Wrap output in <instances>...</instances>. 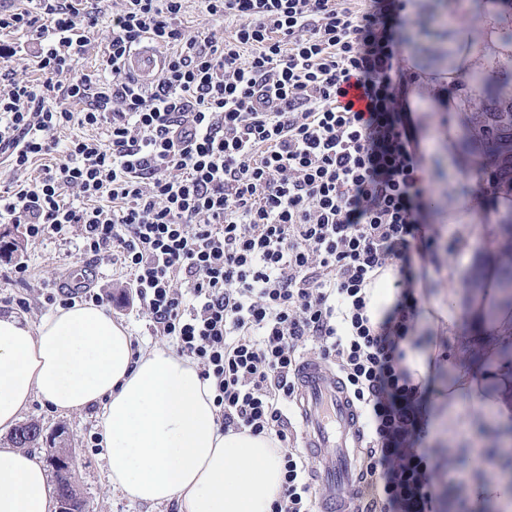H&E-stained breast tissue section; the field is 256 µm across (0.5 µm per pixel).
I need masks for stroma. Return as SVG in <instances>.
<instances>
[{"label":"stroma","instance_id":"35a3bbf8","mask_svg":"<svg viewBox=\"0 0 512 512\" xmlns=\"http://www.w3.org/2000/svg\"><path fill=\"white\" fill-rule=\"evenodd\" d=\"M430 2L438 9L450 7L456 12L447 29H436L430 35L421 37L409 57L410 67L425 74L430 82L429 88H416L413 97V108L422 121L425 134L432 136L444 128L449 131L448 136H443L440 142L438 154V168L448 177V195L435 207L433 218L456 231L475 222L495 224L501 216L496 196H489L487 212L474 215L471 203L478 190V182L457 148V135L462 131L461 120L477 110L479 101L448 92V56L442 51L443 44L450 41L456 42L459 49L476 50L475 66L482 71L487 84H494L499 59L481 53L482 48L489 45V31L483 26L488 0ZM1 42L19 46L20 51L1 62L0 71L11 74L18 81L32 82L39 78L34 58L35 43L29 32L2 33ZM0 239L18 246L11 258H0V315L12 313L29 322H39L51 310L45 300L46 288H63L69 275L78 273L87 264L97 271L91 285L95 292L104 295V309L129 327L141 347L159 344L160 338L156 336L150 318L134 290L125 284L126 271L110 260L85 257L78 229H70L62 236L51 234L34 242L24 236L22 225L0 222ZM15 259L29 265V279L19 280L9 274L8 269ZM97 414L98 410L94 407L63 414L36 399L30 403L23 418L38 422L45 437L60 438L63 451L72 453L74 465L71 481L84 502L85 512H179L174 502L154 507L133 504L120 492L112 490L106 463L94 442L99 434Z\"/></svg>","mask_w":512,"mask_h":512}]
</instances>
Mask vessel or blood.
<instances>
[{
  "label": "vessel or blood",
  "instance_id": "b4317fda",
  "mask_svg": "<svg viewBox=\"0 0 512 512\" xmlns=\"http://www.w3.org/2000/svg\"><path fill=\"white\" fill-rule=\"evenodd\" d=\"M126 68L145 78L157 76L161 56L154 47L143 46L128 57ZM294 403L302 446L317 463L318 512H357L364 436L360 412L342 380L327 364L305 360Z\"/></svg>",
  "mask_w": 512,
  "mask_h": 512
}]
</instances>
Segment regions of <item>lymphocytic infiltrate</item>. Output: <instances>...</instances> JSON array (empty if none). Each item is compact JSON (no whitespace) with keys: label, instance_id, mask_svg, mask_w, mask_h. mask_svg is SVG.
Instances as JSON below:
<instances>
[{"label":"lymphocytic infiltrate","instance_id":"lymphocytic-infiltrate-1","mask_svg":"<svg viewBox=\"0 0 512 512\" xmlns=\"http://www.w3.org/2000/svg\"><path fill=\"white\" fill-rule=\"evenodd\" d=\"M0 11L38 41L39 82L0 91V154L13 170L64 146V163L0 195V218L37 241L79 227L83 252L119 260L160 335L212 382L223 428L285 444L273 512H316L309 462L285 414L307 356L335 366L361 412L360 512H439L469 473L424 445L427 390L404 365L426 262L459 254L429 219L430 154L408 52L441 24L412 0H205L230 37L189 35L183 0H121L102 69L77 74L89 0ZM157 78L128 76L144 40ZM366 100L345 103L347 86ZM81 111H72V104ZM107 124V138L72 124ZM397 302L372 324L366 288L387 270Z\"/></svg>","mask_w":512,"mask_h":512}]
</instances>
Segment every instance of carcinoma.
<instances>
[{
    "label": "carcinoma",
    "instance_id": "obj_1",
    "mask_svg": "<svg viewBox=\"0 0 512 512\" xmlns=\"http://www.w3.org/2000/svg\"><path fill=\"white\" fill-rule=\"evenodd\" d=\"M463 151L474 163L480 177L491 179L490 188L497 196L512 202V75H503L496 90L487 95L481 111L474 113L463 140ZM501 239L496 253L499 288L512 284V210L500 221ZM39 424L29 421L11 434L15 448H35L40 444ZM59 498L77 507V497L68 477L55 474Z\"/></svg>",
    "mask_w": 512,
    "mask_h": 512
}]
</instances>
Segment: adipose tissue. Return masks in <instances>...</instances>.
Wrapping results in <instances>:
<instances>
[{"label":"adipose tissue","instance_id":"adipose-tissue-1","mask_svg":"<svg viewBox=\"0 0 512 512\" xmlns=\"http://www.w3.org/2000/svg\"><path fill=\"white\" fill-rule=\"evenodd\" d=\"M465 307L460 289L433 297L417 333L454 339ZM127 326L104 308L77 304L38 323L0 315V432L32 399L68 413L101 406L99 444L113 489L133 503L177 501L180 512H272L283 484L282 450L271 435L221 431L214 390L196 364L169 347L134 349ZM460 347L447 384L433 385L429 436L461 424L460 396L503 427L512 425V366L492 363L483 392ZM38 456L0 448V512H54Z\"/></svg>","mask_w":512,"mask_h":512}]
</instances>
